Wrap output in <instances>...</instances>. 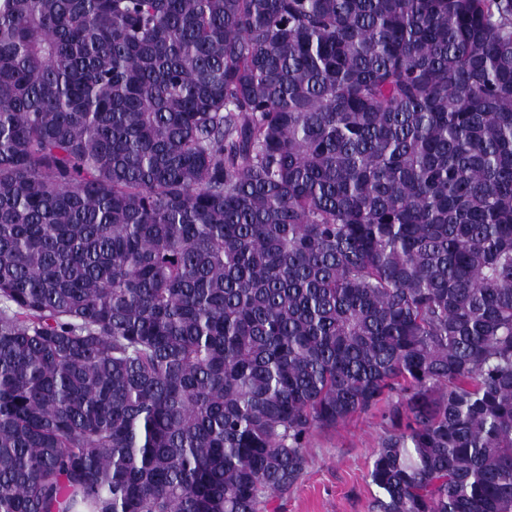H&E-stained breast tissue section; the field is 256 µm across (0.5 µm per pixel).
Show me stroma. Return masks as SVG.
<instances>
[{"instance_id": "obj_1", "label": "stroma", "mask_w": 512, "mask_h": 512, "mask_svg": "<svg viewBox=\"0 0 512 512\" xmlns=\"http://www.w3.org/2000/svg\"><path fill=\"white\" fill-rule=\"evenodd\" d=\"M381 411L355 415L336 429L315 432L304 475L270 512H371L378 490L368 476L383 433Z\"/></svg>"}]
</instances>
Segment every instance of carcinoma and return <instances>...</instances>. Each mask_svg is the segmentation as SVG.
I'll use <instances>...</instances> for the list:
<instances>
[{"label": "carcinoma", "mask_w": 512, "mask_h": 512, "mask_svg": "<svg viewBox=\"0 0 512 512\" xmlns=\"http://www.w3.org/2000/svg\"><path fill=\"white\" fill-rule=\"evenodd\" d=\"M381 405L376 512H512V0H0V512H268Z\"/></svg>", "instance_id": "cac0c4a2"}]
</instances>
